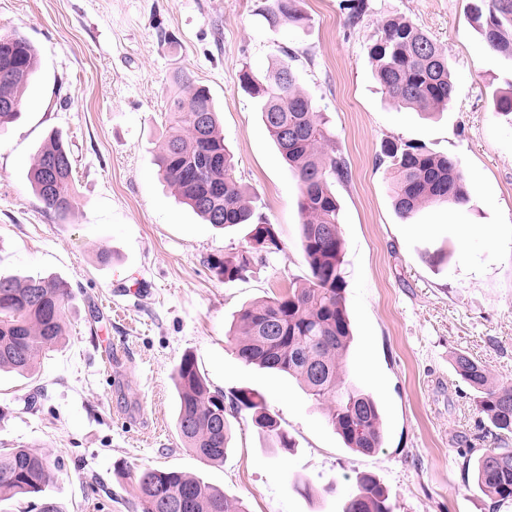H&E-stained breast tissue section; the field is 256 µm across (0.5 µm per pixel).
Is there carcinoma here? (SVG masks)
Returning <instances> with one entry per match:
<instances>
[{
  "instance_id": "1",
  "label": "carcinoma",
  "mask_w": 512,
  "mask_h": 512,
  "mask_svg": "<svg viewBox=\"0 0 512 512\" xmlns=\"http://www.w3.org/2000/svg\"><path fill=\"white\" fill-rule=\"evenodd\" d=\"M369 10L368 0H351L347 22L355 25ZM470 16L487 45L512 59V0H469ZM267 20L294 27L308 18L297 0H272ZM375 76L385 93L399 106L421 111L447 107L455 94L448 59L424 31L402 18L384 21L370 48ZM8 61L14 75L0 77V104L22 105V97L39 69L33 43L17 31L0 33V63ZM244 88L261 103L262 121L279 153L299 181L298 208L302 218L301 247L309 275L275 296L256 301L236 318L233 345L248 365L296 378L316 402L326 406L328 422L345 445L374 453L383 445L382 416L377 400L345 385L344 356L353 340L344 303V247L340 234V207L331 185L346 181L349 169L336 155V135L329 120L315 110L297 85L287 61L275 64L266 80L248 70L241 74ZM183 94L173 98V131L154 155V162L183 203L204 221L223 228L250 226L249 246L241 253L212 263L224 282L242 279L254 255L280 249L272 224L254 213L235 176V161L224 146L218 112L204 86L183 79ZM389 187L394 206L410 218L423 206L469 202L460 160L432 154L421 147L388 142ZM49 161L57 162L53 175ZM72 156L57 133L33 158L30 181L45 207L61 216L76 205ZM71 295L59 279L0 275V370L29 373L41 354L65 336L64 314ZM455 372L476 393V406L487 417L490 432L501 443L512 436V384L495 383L483 362L462 351L453 358ZM178 396V433L196 456L223 463L230 441L224 398L211 392L191 355L174 369ZM253 411L255 425L273 447L291 448L261 398L242 392L234 409ZM61 469L35 448L0 452V501L36 496L58 480ZM477 486L500 500H512V448H490L475 465ZM141 512H245L242 505L199 477L175 470H143L134 477ZM343 512H393L388 493L374 478L362 476L349 494Z\"/></svg>"
}]
</instances>
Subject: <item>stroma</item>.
<instances>
[{
	"label": "stroma",
	"instance_id": "stroma-1",
	"mask_svg": "<svg viewBox=\"0 0 512 512\" xmlns=\"http://www.w3.org/2000/svg\"><path fill=\"white\" fill-rule=\"evenodd\" d=\"M270 0H0V32L34 43L40 68L21 115L0 132V273L66 281V336L31 376L0 372V449L34 447L62 476L45 491L64 512H136L120 469L178 470L247 512H343L357 478L387 490L394 512H512L478 489L474 461L494 447L452 357L468 352L512 383V124L495 112L512 60L492 51L468 0H369L348 26V0H299L305 26H271ZM400 17L445 51L455 83L431 117L396 106L369 47ZM289 59L324 112L350 171L333 191L344 241L353 341L346 380L380 404L382 448H347L295 379L242 362L228 335L237 312L305 278L298 179L240 81ZM210 89L236 175L280 249L244 279L209 262L248 245L245 225L205 223L179 203L152 157L170 130L180 76ZM60 132L78 206L61 217L34 193L36 150ZM458 157L470 204L401 218L389 192L386 141ZM484 234L463 243L461 227ZM112 253L98 260L99 246ZM448 258L434 264L433 252ZM192 355L225 403L261 396L292 439L272 447L250 411L228 412L223 464L198 458L175 428L173 369Z\"/></svg>",
	"mask_w": 512,
	"mask_h": 512
}]
</instances>
